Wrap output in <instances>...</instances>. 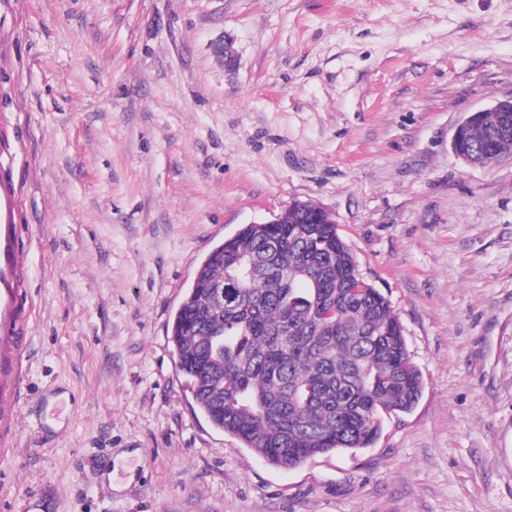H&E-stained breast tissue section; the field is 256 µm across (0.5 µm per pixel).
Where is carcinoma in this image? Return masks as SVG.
<instances>
[{
    "label": "carcinoma",
    "instance_id": "cac0c4a2",
    "mask_svg": "<svg viewBox=\"0 0 512 512\" xmlns=\"http://www.w3.org/2000/svg\"><path fill=\"white\" fill-rule=\"evenodd\" d=\"M468 125L457 151L471 165L512 155V117ZM318 204L285 224H246L205 257L176 310V365L201 413L267 463L293 469L371 447L382 415L410 411L423 389L399 317ZM224 282L229 306L206 287Z\"/></svg>",
    "mask_w": 512,
    "mask_h": 512
}]
</instances>
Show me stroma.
Instances as JSON below:
<instances>
[{
  "label": "stroma",
  "mask_w": 512,
  "mask_h": 512,
  "mask_svg": "<svg viewBox=\"0 0 512 512\" xmlns=\"http://www.w3.org/2000/svg\"><path fill=\"white\" fill-rule=\"evenodd\" d=\"M511 96L512 0H0L25 310L0 512H512V156L450 146ZM299 201L423 392L372 447L284 470L203 416L169 337L208 252Z\"/></svg>",
  "instance_id": "obj_1"
}]
</instances>
